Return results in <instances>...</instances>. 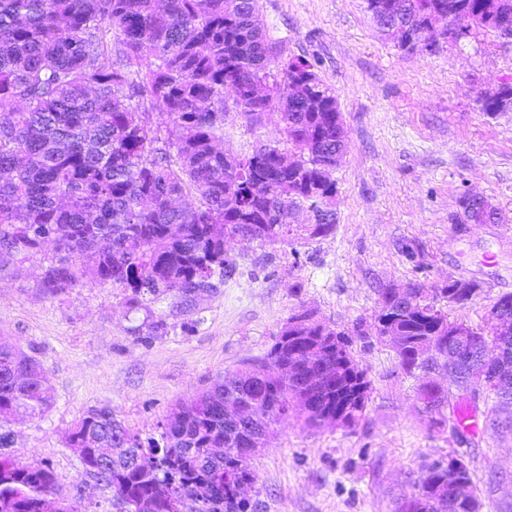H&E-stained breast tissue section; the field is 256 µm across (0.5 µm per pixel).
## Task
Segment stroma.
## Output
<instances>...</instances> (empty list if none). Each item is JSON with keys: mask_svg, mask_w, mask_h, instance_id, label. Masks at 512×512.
<instances>
[{"mask_svg": "<svg viewBox=\"0 0 512 512\" xmlns=\"http://www.w3.org/2000/svg\"><path fill=\"white\" fill-rule=\"evenodd\" d=\"M282 57L312 62L342 112L346 153L333 177L337 221L318 234L226 241L235 275L194 306L165 294L129 307L127 289L80 285L45 295L53 245L0 260V337L34 356L51 403L9 429L8 453L50 468L78 512H122L113 490L86 471L68 436L85 413L108 406L142 438L217 375L262 357L289 319L308 312L353 337L371 382L356 425L307 426L291 414L273 425L249 466L260 512H392L412 495L425 462L461 453L470 461L482 512H512V431L436 429L418 388L443 370L407 373L376 335L379 293L391 285H475L457 315L480 325L512 293V112H481L479 92L512 80V42L470 27L436 53L401 51L377 32L364 0H258ZM274 123L251 126L228 113L224 148L245 154L280 141ZM485 197L496 224H459V199Z\"/></svg>", "mask_w": 512, "mask_h": 512, "instance_id": "1", "label": "stroma"}]
</instances>
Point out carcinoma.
<instances>
[{"label":"carcinoma","mask_w":512,"mask_h":512,"mask_svg":"<svg viewBox=\"0 0 512 512\" xmlns=\"http://www.w3.org/2000/svg\"><path fill=\"white\" fill-rule=\"evenodd\" d=\"M365 2L380 34L408 53L418 47L432 54L441 42L457 41L437 38L436 12L448 20L466 12L484 32L512 36V0ZM395 11L410 23L407 39L382 22ZM271 42L258 22L257 0H0V256L25 255L50 234L64 255L45 270V293L84 282L119 285L136 306L164 293L192 301L216 288L213 278L232 277L237 262L224 253L226 235L283 238L300 228L299 213L318 208L326 212L317 233H329L336 224V157L346 153L336 95L308 61L270 57ZM264 83L271 85L266 103L254 95ZM476 103L490 115L511 112L512 84L480 92ZM230 111L253 125L275 120L289 149L266 143L244 155L224 152ZM152 112L163 117L164 139L149 126ZM184 197L198 205L172 206ZM479 204L475 210L462 200L459 223H472L478 212L501 219L487 200ZM474 290L450 280L437 294L461 307ZM392 293L382 290L377 322L402 337V368L423 371L417 344L448 335L457 319L419 285H408L404 307ZM475 332L500 353L484 393L472 392L452 410L482 398L493 413L512 404V391L501 386V379L512 380V333H499L489 316ZM290 333L282 330L264 358L216 377L165 416L160 439L142 440L112 408L101 407L74 427L70 447L131 507L144 502L147 512H178L179 494L201 486L209 498L205 512H250L232 491L256 480L237 466L249 435L269 434L290 410L311 427L351 426L369 400L370 381L344 332H329L334 385L311 397L303 379H284L282 371L304 348L288 340ZM446 399L437 383L420 386L425 412ZM48 403L40 362L0 341V422ZM230 406L264 417L246 423L225 413ZM105 448L113 455L106 464ZM422 476L415 497L424 512H480L470 468L462 473L467 492L454 500L448 469L429 464ZM58 491L52 470L0 455V512H75Z\"/></svg>","instance_id":"carcinoma-1"}]
</instances>
